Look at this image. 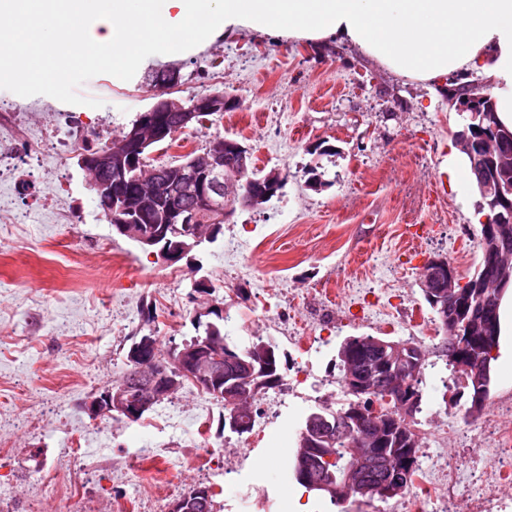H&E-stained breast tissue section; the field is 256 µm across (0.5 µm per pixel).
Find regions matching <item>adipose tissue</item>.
I'll return each instance as SVG.
<instances>
[{"label": "adipose tissue", "mask_w": 512, "mask_h": 512, "mask_svg": "<svg viewBox=\"0 0 512 512\" xmlns=\"http://www.w3.org/2000/svg\"><path fill=\"white\" fill-rule=\"evenodd\" d=\"M336 41L403 78L484 77L512 129V0H0V76L142 64L160 43L186 54L217 37Z\"/></svg>", "instance_id": "obj_1"}]
</instances>
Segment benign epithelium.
I'll return each instance as SVG.
<instances>
[{
    "mask_svg": "<svg viewBox=\"0 0 512 512\" xmlns=\"http://www.w3.org/2000/svg\"><path fill=\"white\" fill-rule=\"evenodd\" d=\"M180 82V75L171 73L165 85L152 94L151 105L141 112L133 129L119 138L111 148L93 156L78 157V165L88 179V186L96 189L110 206L109 221L125 239L157 249V257L167 264H174L189 256L205 242L216 238L219 221L229 220L233 208L224 204V191L244 177L251 165L250 150L227 139L216 137L186 162L169 169L165 166L151 168L154 182L166 184L174 181L178 192L193 196L199 201L196 212H183L173 200L154 212L146 209L145 195L127 186V173L143 167L145 148L166 141L180 131L191 128L199 115H222L235 105L233 97L224 93H211L183 100L173 96ZM493 100L480 85L470 87L466 99L456 104L459 112L471 113V120L491 117ZM481 161H473L480 181L496 187L488 206L496 208L504 202L505 194H512V158L499 152L493 145L480 147ZM282 173L272 169L265 175L247 180L241 202L251 209L265 205L280 193ZM493 267L499 272L496 283L504 288L512 282L508 267L512 255L505 249L486 250ZM420 287L426 295L448 299V322L454 337L445 353L456 369L467 379L470 387L473 417L480 413L485 399V373L488 369L486 350L492 341L489 328L493 315L489 304L480 308V318L466 315L464 309L453 304L456 285H464L455 269L441 258L427 260ZM368 358L358 377L350 383V393L356 400L349 401L342 418L331 424L327 421L311 423L302 432L304 445L333 442L337 437L349 438L348 456L343 464V478L336 482L333 473L314 465L303 472L307 484L315 489L328 491L344 501L352 497L371 499L380 494L394 497L405 489L411 459L399 456L395 472L379 487L367 485L362 479V469L371 447L382 446L390 437L382 430L401 417L411 420L414 399L403 397L406 388L418 378L421 361L408 356L401 345L374 338L367 345ZM130 359L136 375L127 384L109 387L94 393L83 402V409L90 416H107L127 422H136L154 404L175 394L182 379L193 381L201 390L224 399V406L236 411L244 397L243 388L254 380L224 385V342L218 335L206 336L191 347L171 346L170 361L175 365L168 372L158 366L162 356L153 348V339L145 335L132 348ZM395 401V406L380 409L377 397ZM212 489L196 486L175 499L169 512H208Z\"/></svg>",
    "mask_w": 512,
    "mask_h": 512,
    "instance_id": "1",
    "label": "benign epithelium"
}]
</instances>
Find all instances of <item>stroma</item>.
Returning <instances> with one entry per match:
<instances>
[{"mask_svg":"<svg viewBox=\"0 0 512 512\" xmlns=\"http://www.w3.org/2000/svg\"><path fill=\"white\" fill-rule=\"evenodd\" d=\"M166 54V45L156 46L155 66L120 79L103 70L98 88L89 86L85 68L70 70L60 90L44 76L0 81V102L35 104L23 137L39 156L26 189L0 185V487L16 512H61L77 487L95 512L114 504L123 512H169L192 485L212 487L223 512H240L243 496L256 512H298L302 504L328 512L289 469L306 416L345 401L341 342L366 334L410 339L428 353L415 416L420 466L435 453L469 463L498 403L512 399V294L501 303L490 397L482 415L466 418L467 398L443 385L450 377L443 334L420 288L429 258H447L464 277L478 264L480 227L471 213L479 196H460L444 171L448 146L467 122L446 87L397 77L336 42L235 35L175 60L177 97L224 92L240 104L154 159L173 160L220 135L248 146L257 169H279L287 183L263 208L237 210L221 239L192 260L168 265L101 218L75 151L40 146L43 127L59 112L119 135L150 105ZM62 182L70 191L57 209L81 210L80 223H60L57 210L37 205ZM21 212L26 223H15ZM412 232L419 254L404 264L398 253ZM229 237L246 239L245 249L225 252ZM201 276L229 315L225 334L241 347L259 336L276 343L288 367L272 391L277 407L257 402L264 434L222 432L224 407L213 402L204 470L190 461L174 468L167 457L142 451L141 422L95 419L82 409L91 392L119 379L133 337L156 336L165 349L195 336L200 305L192 284ZM240 287L249 300L235 299ZM168 403L183 426L153 435L179 451L195 435V391L184 388ZM77 448L137 460L138 477L129 483L92 461H73ZM51 468L55 482L40 484Z\"/></svg>","mask_w":512,"mask_h":512,"instance_id":"stroma-1","label":"stroma"}]
</instances>
